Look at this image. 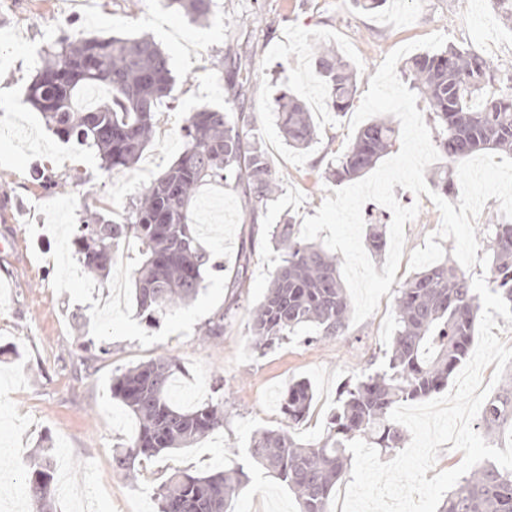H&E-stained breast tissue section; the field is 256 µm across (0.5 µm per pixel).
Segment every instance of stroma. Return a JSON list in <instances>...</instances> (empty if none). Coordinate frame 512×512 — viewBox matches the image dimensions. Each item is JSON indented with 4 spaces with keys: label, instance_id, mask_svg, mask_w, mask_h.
Listing matches in <instances>:
<instances>
[{
    "label": "stroma",
    "instance_id": "1",
    "mask_svg": "<svg viewBox=\"0 0 512 512\" xmlns=\"http://www.w3.org/2000/svg\"><path fill=\"white\" fill-rule=\"evenodd\" d=\"M437 32L512 69V23L496 19L489 0H386L371 14L354 0H215L206 24L190 21L166 0H96L88 14L73 13L70 0H15L14 12L0 13V192L26 208L17 223L0 222V242L13 243L0 252V512H41L24 493L22 477L45 448L55 456V483L69 487L68 495L56 496L53 512H157V488L171 470L205 473L238 465L249 477L238 512H299L287 486L249 458L252 437L286 427L302 443L321 440L341 386L382 363L395 329V298L386 294L374 314L331 340L314 339L305 328L262 354L249 338L250 312L280 260L268 229L290 216L300 222L316 215L333 190L326 170L352 141L350 114L325 104L313 49L331 45L349 60L361 96L388 53ZM144 33L169 56L175 98L159 106L155 136L138 164L107 172L95 150L64 141L46 126L25 103L26 88L62 35ZM244 38L257 49L249 110L282 192L251 229L231 187L201 186L193 221L202 245L224 268L207 275L194 301L145 323L129 275L138 243L121 245L102 283L76 259L77 225L85 205L99 197L111 198L112 218L121 221L127 202L183 151L187 115L226 107L216 63L225 44ZM284 86L308 104L319 128L303 150L289 147L278 126L275 97ZM74 174L81 184L56 187L59 177ZM394 194L402 205L420 206L405 225L409 253L439 229L441 216L428 196L399 186ZM245 249L252 252L247 285L237 288L233 280ZM216 312L224 315L223 336H201L200 325ZM161 354L179 363V402L194 408L223 400L224 427L193 447L136 460V478L129 481L113 472L112 451L132 440L137 425L113 400L110 383L117 371ZM300 378L310 381L314 398L306 419L292 425L280 397ZM92 476L104 483L95 495L86 491Z\"/></svg>",
    "mask_w": 512,
    "mask_h": 512
}]
</instances>
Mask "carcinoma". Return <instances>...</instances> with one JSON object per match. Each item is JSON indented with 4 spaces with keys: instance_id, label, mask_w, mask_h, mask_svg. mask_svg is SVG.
<instances>
[{
    "instance_id": "1",
    "label": "carcinoma",
    "mask_w": 512,
    "mask_h": 512,
    "mask_svg": "<svg viewBox=\"0 0 512 512\" xmlns=\"http://www.w3.org/2000/svg\"><path fill=\"white\" fill-rule=\"evenodd\" d=\"M169 4L194 21H207L214 0ZM255 54L248 41L226 47L221 65L233 111L204 107L191 113L181 129L185 147L178 160L129 203L122 222L101 209H84L73 240L78 262L87 274L103 279L112 271L120 244L136 240V307L148 320L194 300L208 271L217 268L191 217L201 185L231 186L239 194L244 223L252 225L281 192L277 173L255 139L247 107ZM314 57L327 85L328 106L347 111L355 99L357 71L330 45L316 46ZM404 74L425 103L436 148L448 161L512 153V74L501 75L483 56L452 45L408 57ZM95 86L108 88L110 97L96 108H80L81 89ZM174 86L167 54L146 35L64 38L47 53L29 84L27 102L56 135L95 148L102 168L118 172L141 159L154 135L158 105L172 96ZM276 109L288 145L303 149L317 138L305 103L284 91ZM397 137L389 117L363 126L336 156L329 177L340 182L372 169ZM483 235L493 291L512 304V219L484 225ZM270 240L282 259L252 311L253 348L263 353L302 327L313 328L320 339L344 335L350 302L338 273L339 257L302 239L291 220L273 225ZM367 243L375 254L384 251V225H369ZM479 310L470 275L455 265L443 261L415 273L398 290L385 366L344 386L326 438L304 445L285 429L264 431L251 441V458L288 486L299 512H329L350 463L347 444L363 439L385 451L402 447L406 433L389 414L401 402L424 399L448 386L469 353ZM202 333L224 335V314L206 320ZM178 370L175 358L160 355L113 376L112 397L138 423L135 438L112 454L115 470L129 473L139 457L185 448L224 426L223 403L186 410L174 401L171 387ZM312 400L307 382L289 384L284 392L288 421L304 420ZM480 428L489 440L512 429V374L485 402ZM246 479L240 466L204 474L176 471L160 486L158 512H234ZM52 483L48 456L25 476L28 497L43 507L52 505ZM439 512H512V471L493 463L478 468L457 484Z\"/></svg>"
}]
</instances>
